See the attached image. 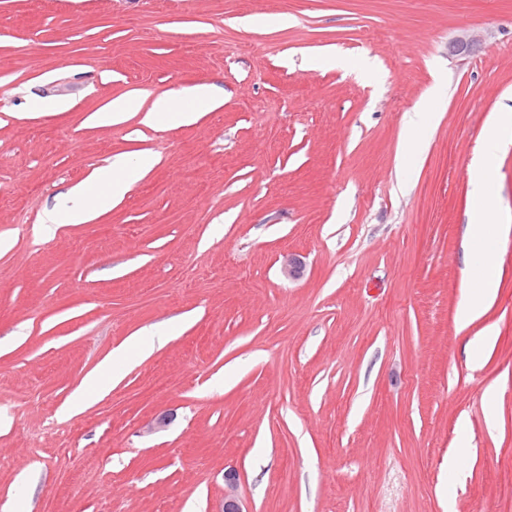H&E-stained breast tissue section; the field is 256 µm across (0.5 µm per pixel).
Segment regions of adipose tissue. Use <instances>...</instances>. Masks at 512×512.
<instances>
[{"label": "adipose tissue", "mask_w": 512, "mask_h": 512, "mask_svg": "<svg viewBox=\"0 0 512 512\" xmlns=\"http://www.w3.org/2000/svg\"><path fill=\"white\" fill-rule=\"evenodd\" d=\"M224 103V91L212 83L193 86L184 93L158 98L144 116L145 122L177 126L191 122L198 112L215 109ZM512 140V113L497 112L488 120L482 139V158L470 167L468 183L475 201L472 223L466 230L468 248L473 257L467 264L468 286L460 302L456 322L467 327L481 317L493 303L498 283L492 260L497 252V237L507 232L493 203L495 183L493 163L503 143ZM147 163L129 166L115 160L111 170L93 174L73 186L60 203L47 210L42 220L45 234H54L64 224H84L111 211L131 185L147 170Z\"/></svg>", "instance_id": "obj_1"}]
</instances>
